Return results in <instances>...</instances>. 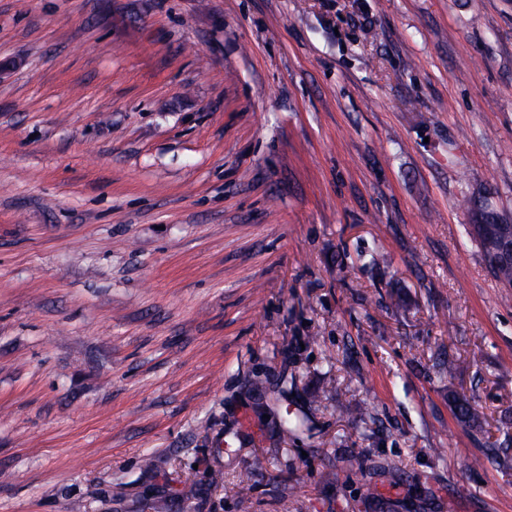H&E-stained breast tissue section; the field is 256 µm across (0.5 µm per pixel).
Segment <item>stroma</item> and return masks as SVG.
Returning a JSON list of instances; mask_svg holds the SVG:
<instances>
[{"label":"stroma","mask_w":512,"mask_h":512,"mask_svg":"<svg viewBox=\"0 0 512 512\" xmlns=\"http://www.w3.org/2000/svg\"><path fill=\"white\" fill-rule=\"evenodd\" d=\"M0 59V512H512V0H0Z\"/></svg>","instance_id":"35a3bbf8"}]
</instances>
